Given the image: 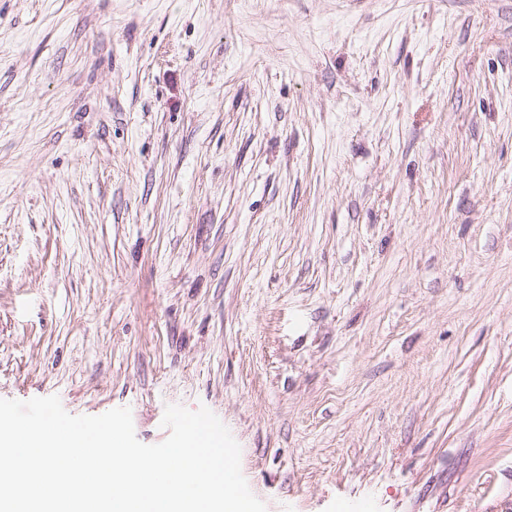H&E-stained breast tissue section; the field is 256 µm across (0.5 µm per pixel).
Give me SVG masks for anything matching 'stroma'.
<instances>
[{
  "instance_id": "obj_1",
  "label": "stroma",
  "mask_w": 512,
  "mask_h": 512,
  "mask_svg": "<svg viewBox=\"0 0 512 512\" xmlns=\"http://www.w3.org/2000/svg\"><path fill=\"white\" fill-rule=\"evenodd\" d=\"M210 409L266 512H512V0H0V399Z\"/></svg>"
}]
</instances>
